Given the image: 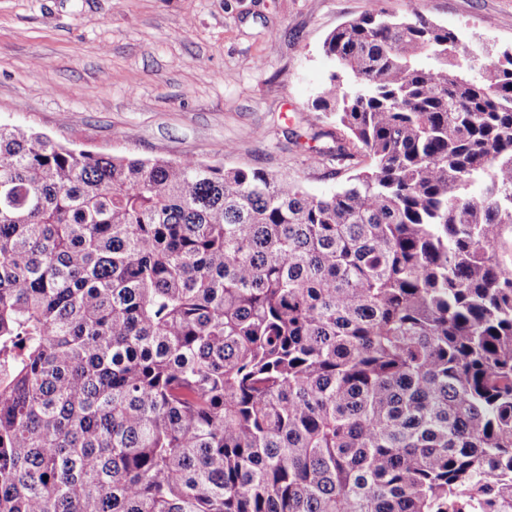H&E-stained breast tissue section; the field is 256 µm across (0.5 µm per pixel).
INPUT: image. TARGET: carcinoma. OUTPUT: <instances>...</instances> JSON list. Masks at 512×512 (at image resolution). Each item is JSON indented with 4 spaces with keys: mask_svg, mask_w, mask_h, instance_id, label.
<instances>
[{
    "mask_svg": "<svg viewBox=\"0 0 512 512\" xmlns=\"http://www.w3.org/2000/svg\"><path fill=\"white\" fill-rule=\"evenodd\" d=\"M322 52L328 196L0 125V512H512V49Z\"/></svg>",
    "mask_w": 512,
    "mask_h": 512,
    "instance_id": "1",
    "label": "carcinoma"
}]
</instances>
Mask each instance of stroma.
<instances>
[{
  "label": "stroma",
  "instance_id": "stroma-1",
  "mask_svg": "<svg viewBox=\"0 0 512 512\" xmlns=\"http://www.w3.org/2000/svg\"><path fill=\"white\" fill-rule=\"evenodd\" d=\"M372 7L415 9L482 62L512 47V0H0V123L328 195L350 171L309 159L316 133L336 130L313 106L334 68L321 45Z\"/></svg>",
  "mask_w": 512,
  "mask_h": 512
}]
</instances>
